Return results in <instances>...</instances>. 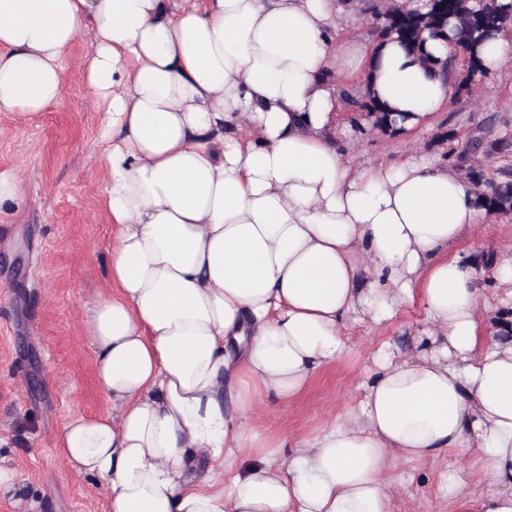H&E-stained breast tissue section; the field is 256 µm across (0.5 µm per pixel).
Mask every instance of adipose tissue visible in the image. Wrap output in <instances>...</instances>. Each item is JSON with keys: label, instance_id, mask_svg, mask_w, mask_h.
I'll return each mask as SVG.
<instances>
[{"label": "adipose tissue", "instance_id": "obj_1", "mask_svg": "<svg viewBox=\"0 0 512 512\" xmlns=\"http://www.w3.org/2000/svg\"><path fill=\"white\" fill-rule=\"evenodd\" d=\"M346 0H0V114L55 103L84 32L105 115L114 293L90 314L108 416L59 444L109 512H394L397 462L442 475L452 512H512V249L459 242L491 215L442 158L354 165L340 88L429 128L454 88L391 38H340ZM419 307L373 352L347 417L259 440L256 409L349 351L347 324ZM214 473L199 476L201 462Z\"/></svg>", "mask_w": 512, "mask_h": 512}]
</instances>
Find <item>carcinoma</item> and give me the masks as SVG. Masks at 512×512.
I'll return each mask as SVG.
<instances>
[{
    "label": "carcinoma",
    "mask_w": 512,
    "mask_h": 512,
    "mask_svg": "<svg viewBox=\"0 0 512 512\" xmlns=\"http://www.w3.org/2000/svg\"><path fill=\"white\" fill-rule=\"evenodd\" d=\"M427 7L426 12L383 8L376 13L384 18L380 36L394 34L405 49L413 52L422 50L426 34L462 44L468 53L467 62L458 69L454 60L448 59L443 68L447 75L455 76L457 94H468L475 80L486 76L480 49L512 17V4L505 6L499 0H429ZM341 95L352 109L368 118L370 127L397 134L393 113L369 94L344 89ZM490 125L489 119L479 124L475 135L460 150L453 145L454 132L448 131V151L444 152V157L477 188L480 207L506 216L512 214V135L506 133L492 144L501 160V165L494 169L477 159Z\"/></svg>",
    "instance_id": "1"
}]
</instances>
